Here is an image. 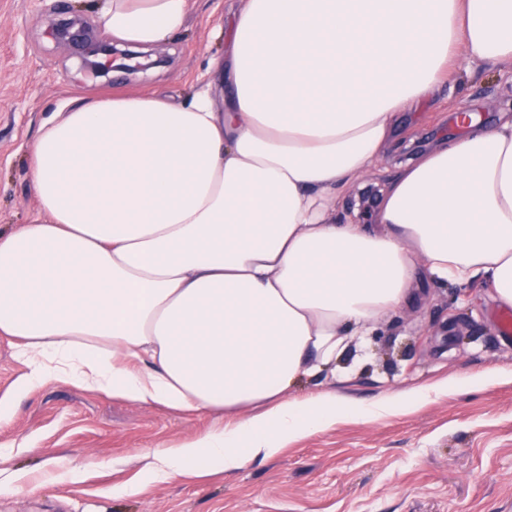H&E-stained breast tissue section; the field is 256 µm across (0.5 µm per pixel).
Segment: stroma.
I'll list each match as a JSON object with an SVG mask.
<instances>
[{
  "label": "stroma",
  "mask_w": 512,
  "mask_h": 512,
  "mask_svg": "<svg viewBox=\"0 0 512 512\" xmlns=\"http://www.w3.org/2000/svg\"><path fill=\"white\" fill-rule=\"evenodd\" d=\"M96 0H0V228L37 212L27 148L41 123L83 95L158 93L180 103L210 58L226 54L224 26L244 0H194L184 28L152 49L163 66L134 77L116 69L89 79L79 51L55 41L61 19L97 30ZM454 93L401 113L399 133L361 186L385 188L399 165L455 139L464 108L490 126L512 113V68L459 67ZM488 287L460 291L419 272L413 301L354 339L336 363L343 382L302 379L303 396L333 388L372 406L394 389L430 388L417 408L368 420L341 417L271 459L224 473L158 479L146 473L156 446L176 445L224 424L218 412L187 415L50 380L14 398L24 366L0 338V512H512V341L491 319ZM495 369L479 389L459 379ZM449 381L448 390L434 384ZM141 490L125 494V487Z\"/></svg>",
  "instance_id": "obj_1"
}]
</instances>
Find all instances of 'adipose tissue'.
Listing matches in <instances>:
<instances>
[{
    "mask_svg": "<svg viewBox=\"0 0 512 512\" xmlns=\"http://www.w3.org/2000/svg\"><path fill=\"white\" fill-rule=\"evenodd\" d=\"M192 0H99L103 31L136 49L179 32ZM229 58L175 104L81 101L27 153L37 212L0 229V336L25 394L51 379L144 404L229 413L154 449L149 476L269 459L364 407L304 377L412 299L418 268L512 306V118L470 124L400 167L373 223L336 218L396 118L458 55L512 64V0H246Z\"/></svg>",
    "mask_w": 512,
    "mask_h": 512,
    "instance_id": "adipose-tissue-1",
    "label": "adipose tissue"
}]
</instances>
